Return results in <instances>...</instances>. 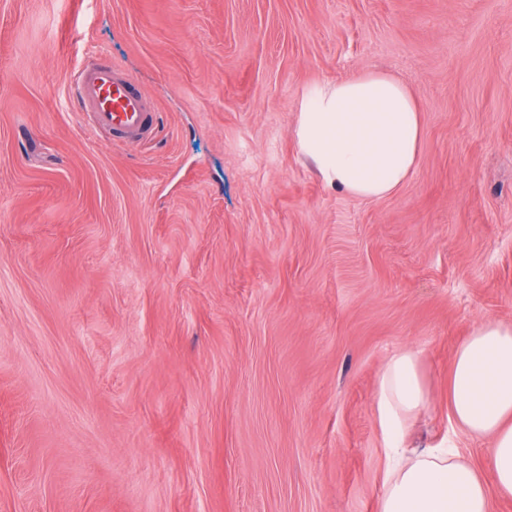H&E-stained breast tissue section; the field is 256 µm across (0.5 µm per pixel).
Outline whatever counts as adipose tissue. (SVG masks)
Segmentation results:
<instances>
[{"label":"adipose tissue","instance_id":"1","mask_svg":"<svg viewBox=\"0 0 512 512\" xmlns=\"http://www.w3.org/2000/svg\"><path fill=\"white\" fill-rule=\"evenodd\" d=\"M420 108L406 81L365 72L309 88L295 140L321 180L353 197L395 193L414 174ZM429 401L414 353L393 357L379 379L376 409L393 462L378 512H490L478 469L450 448L405 451V424ZM448 415L476 439H490L499 493L512 495V323L485 321L457 349L448 378Z\"/></svg>","mask_w":512,"mask_h":512}]
</instances>
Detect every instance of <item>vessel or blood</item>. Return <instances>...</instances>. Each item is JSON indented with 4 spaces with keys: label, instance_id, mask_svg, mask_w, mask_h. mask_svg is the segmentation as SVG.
Returning <instances> with one entry per match:
<instances>
[{
    "label": "vessel or blood",
    "instance_id": "b4317fda",
    "mask_svg": "<svg viewBox=\"0 0 512 512\" xmlns=\"http://www.w3.org/2000/svg\"><path fill=\"white\" fill-rule=\"evenodd\" d=\"M70 87L92 130L111 133L113 143L151 141L161 117L135 78L106 57L83 63L70 75Z\"/></svg>",
    "mask_w": 512,
    "mask_h": 512
}]
</instances>
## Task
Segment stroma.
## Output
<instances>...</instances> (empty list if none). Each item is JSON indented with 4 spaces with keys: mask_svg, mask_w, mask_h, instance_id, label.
Masks as SVG:
<instances>
[{
    "mask_svg": "<svg viewBox=\"0 0 512 512\" xmlns=\"http://www.w3.org/2000/svg\"><path fill=\"white\" fill-rule=\"evenodd\" d=\"M110 56L163 116L115 145L71 72ZM421 104L391 196L325 186L306 88ZM512 322V0H0V512H377L383 368L411 351L446 444L454 353Z\"/></svg>",
    "mask_w": 512,
    "mask_h": 512,
    "instance_id": "obj_1",
    "label": "stroma"
}]
</instances>
